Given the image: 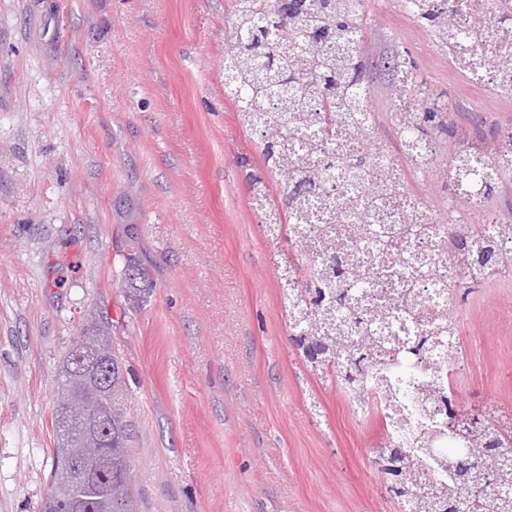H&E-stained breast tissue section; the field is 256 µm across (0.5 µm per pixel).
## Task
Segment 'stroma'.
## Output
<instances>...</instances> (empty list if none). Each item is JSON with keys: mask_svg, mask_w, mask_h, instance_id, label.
<instances>
[{"mask_svg": "<svg viewBox=\"0 0 512 512\" xmlns=\"http://www.w3.org/2000/svg\"><path fill=\"white\" fill-rule=\"evenodd\" d=\"M368 109L395 146L400 58L447 111L440 155L512 127L395 0H362ZM230 0H0V512L50 490L53 376L91 317L123 362L142 512H400L379 419L306 370L250 204L256 137L224 92ZM146 274L129 297L126 266ZM465 407L512 418V283L462 310Z\"/></svg>", "mask_w": 512, "mask_h": 512, "instance_id": "obj_1", "label": "stroma"}]
</instances>
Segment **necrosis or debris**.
<instances>
[{
	"instance_id": "4bbe7bcc",
	"label": "necrosis or debris",
	"mask_w": 512,
	"mask_h": 512,
	"mask_svg": "<svg viewBox=\"0 0 512 512\" xmlns=\"http://www.w3.org/2000/svg\"><path fill=\"white\" fill-rule=\"evenodd\" d=\"M431 8L455 21L447 43L453 64L471 88L512 96V27L487 24L501 16L503 0H429ZM375 123L360 108L349 125L324 142L317 125L291 128L285 142L300 157L301 177L321 175L304 195L294 215L309 267L326 273L354 255L369 282L358 297L361 310L375 313L372 332L378 348L341 393L355 403L365 393L364 415L382 416L385 445L404 449L408 458L426 459L421 483L434 471H446L449 455L462 448L460 435L449 431L444 401L456 393L461 349L451 313L459 292L500 276V258H512V222L489 210L487 188L500 171L512 169V132L502 131L493 145L458 142L456 162L435 161L436 144L416 135L400 142L398 152L365 147V133ZM410 169L423 182L463 199L467 217L478 220L481 234L466 246L465 256L448 249V220L432 211L424 197L403 185ZM335 243L328 253L327 243Z\"/></svg>"
}]
</instances>
